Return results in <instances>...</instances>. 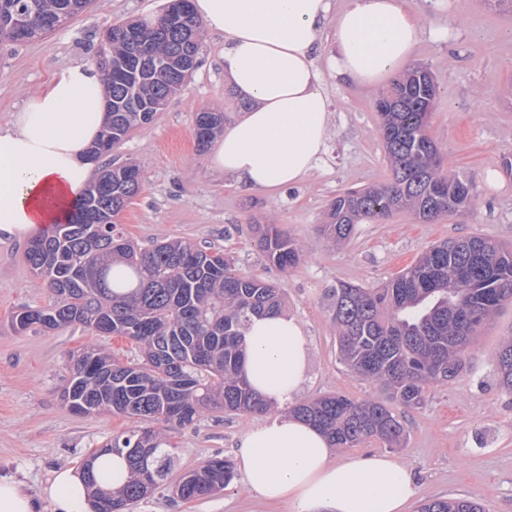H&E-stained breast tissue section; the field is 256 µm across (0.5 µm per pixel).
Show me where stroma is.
Returning a JSON list of instances; mask_svg holds the SVG:
<instances>
[{
  "mask_svg": "<svg viewBox=\"0 0 512 512\" xmlns=\"http://www.w3.org/2000/svg\"><path fill=\"white\" fill-rule=\"evenodd\" d=\"M448 12L433 0H408L423 15L413 64L430 69L438 87L428 132L444 172L468 179L474 212L451 214L432 224L400 212L357 225L343 244L321 233L330 201L348 188L384 182L388 164L379 132L376 87L341 84L328 59L331 38H322L316 65L332 112V136L319 168L269 200L233 178L212 171L208 150L199 149L195 119L217 109L225 124L242 114L240 99L224 76V37L202 34L199 65L183 90L150 126L137 128L94 162H134L142 188L118 215L127 234L142 247L181 238L224 251L235 270L273 282L286 297V314L304 326L308 371L295 399L339 393L354 400L386 401L385 392L353 374L340 360L332 295L340 283L373 288L410 266L431 245L481 235L512 244V8L496 0H447ZM165 0H94L65 27L35 41L0 43V122L20 109L29 95L63 68L93 61L103 32L111 25L160 15ZM457 25H449V16ZM273 224L296 240L295 267L271 265L258 245L257 224ZM29 235L0 239V476L24 484L31 493L46 486L54 470L81 466L129 422L112 413H73L60 399L69 359L85 346L106 347L119 358L138 348L126 337H100L81 326L19 334L10 317L20 307L52 300L24 257ZM512 336V303L504 304L479 331L466 352L461 374L431 387L423 405L392 404L407 435L402 447L387 449L371 439L335 458L392 454L409 469L419 488L407 512L422 501L467 498L485 512H512V392L499 384L497 356ZM261 418L256 414H203L174 439L176 471L219 456L234 459L240 436ZM125 512H294L282 503L268 507L233 479L219 494L182 501L166 485Z\"/></svg>",
  "mask_w": 512,
  "mask_h": 512,
  "instance_id": "35a3bbf8",
  "label": "stroma"
}]
</instances>
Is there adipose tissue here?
Listing matches in <instances>:
<instances>
[{"label": "adipose tissue", "instance_id": "ef3b65f1", "mask_svg": "<svg viewBox=\"0 0 512 512\" xmlns=\"http://www.w3.org/2000/svg\"><path fill=\"white\" fill-rule=\"evenodd\" d=\"M194 15L224 35V74L248 100L225 128L210 167L270 194L309 176L331 134L328 98L312 53L332 26L337 79L377 86L412 58L423 26L405 0H192ZM107 113L97 67L69 65L0 124V236L38 234L68 219L87 185L89 151ZM242 371L274 406H286L304 381L302 324L283 313L252 319ZM236 466L253 497L292 503L295 512H404L418 489L409 470L388 455L333 458L327 437L281 415L238 441ZM93 512L82 470L54 471L39 494L0 476V512Z\"/></svg>", "mask_w": 512, "mask_h": 512}]
</instances>
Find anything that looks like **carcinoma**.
<instances>
[{
    "label": "carcinoma",
    "mask_w": 512,
    "mask_h": 512,
    "mask_svg": "<svg viewBox=\"0 0 512 512\" xmlns=\"http://www.w3.org/2000/svg\"><path fill=\"white\" fill-rule=\"evenodd\" d=\"M92 0H0V38L17 15L28 30L19 41L44 36L85 12ZM200 22L192 8L158 18L111 27L101 52L113 69L98 65L109 100L108 121L91 158L111 152L130 130L151 123L184 86L188 60L197 57ZM436 86L421 82L413 67L395 77L377 101L381 136L389 165L379 185L347 190L329 204L324 236L346 242L355 226L408 211L422 223L472 210L468 183L442 173L439 153L428 134L422 101ZM224 113L196 117L197 146L212 142ZM141 190L138 168L113 164L87 188L69 219L31 240L25 251L30 270L46 279L52 302L24 306L11 319L24 332L33 325L52 331L73 325L97 336H125L139 358L122 360L102 347L73 360L60 397L80 414L109 410L133 423L104 448L123 452L129 463L126 485L97 487L93 462L83 465L95 499L94 512H124L147 498L145 474L153 490L168 482L174 468L172 440L206 410L262 414L270 404L253 390L239 367L242 338L254 317L280 312L281 289L269 281L238 274L220 250L182 239L144 249L115 217ZM256 231L270 264L295 266L300 250L273 224ZM333 317L340 361L359 378L378 383L407 407L425 400L433 383H448L465 367L464 352L496 309L512 301V247L472 235L431 247L411 266L376 288L340 284L333 292ZM500 384L512 391V337L497 363ZM292 415L320 429L336 448H353L375 438L390 448L406 439L402 421L382 402L355 401L328 394L304 401ZM234 477L229 460L214 457L181 473L176 495L192 501L212 495L216 482ZM418 512H483L464 498H438Z\"/></svg>",
    "instance_id": "obj_1"
}]
</instances>
